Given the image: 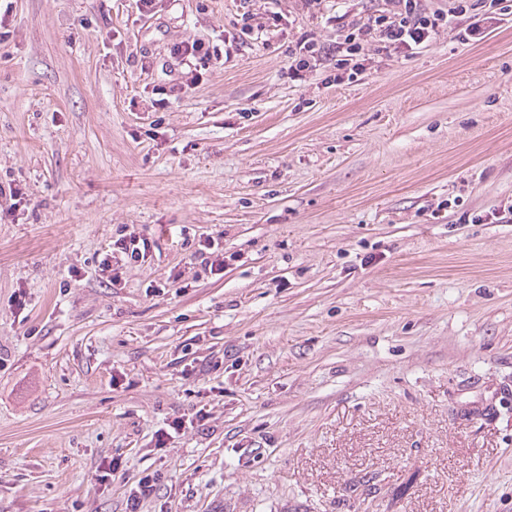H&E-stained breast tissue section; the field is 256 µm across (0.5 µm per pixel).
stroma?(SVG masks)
<instances>
[{"label":"stroma","instance_id":"obj_1","mask_svg":"<svg viewBox=\"0 0 512 512\" xmlns=\"http://www.w3.org/2000/svg\"><path fill=\"white\" fill-rule=\"evenodd\" d=\"M380 6L0 0V512H512V13ZM384 8L367 18V22H355L344 42L336 47L320 44L314 40L301 43L292 52L289 66L298 76L311 68V60L318 61L345 53L339 61L354 60L364 51L366 43L376 41L383 49H415L422 44L452 31L453 20L467 13L470 8L466 0H454L447 13L427 14L419 7V0H383ZM503 1L510 2L507 0H489L488 8L485 10V13L482 14L481 17H476L477 15L474 16L466 29V32L468 31L467 35L471 39H481L485 24L489 21L496 20V15H501V11L506 10L507 6L499 7ZM497 10H499V13H497ZM149 248L150 246L146 238L132 235L128 238H119L112 244L111 254H106V257L100 263V266H102L101 271L104 272L111 267L110 258H116V256H114L115 253L124 255L128 260L136 261L139 258H144Z\"/></svg>","mask_w":512,"mask_h":512}]
</instances>
